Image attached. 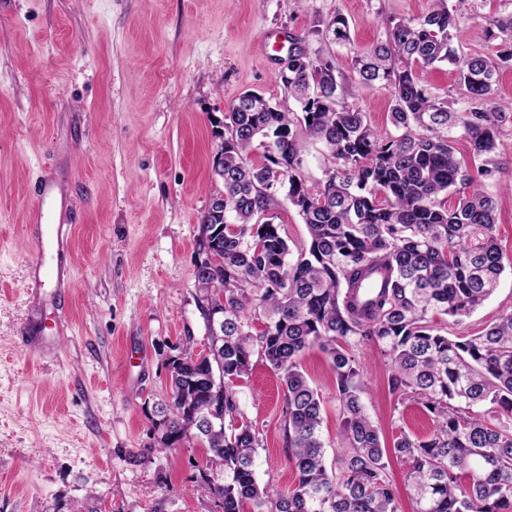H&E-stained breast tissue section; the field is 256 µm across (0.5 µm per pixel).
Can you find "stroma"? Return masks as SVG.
<instances>
[{
    "instance_id": "obj_1",
    "label": "stroma",
    "mask_w": 512,
    "mask_h": 512,
    "mask_svg": "<svg viewBox=\"0 0 512 512\" xmlns=\"http://www.w3.org/2000/svg\"><path fill=\"white\" fill-rule=\"evenodd\" d=\"M432 0H0V512H220L200 477L201 445L159 450L156 403L170 361L210 342L194 269L202 216L222 188L212 173L218 122L243 91L299 106L279 78L289 34L333 55L350 74L356 53L390 22ZM340 47L312 35L335 15ZM512 14V0H473L453 29L461 52L484 50L475 20ZM484 190L512 256V124ZM52 182V201L39 188ZM71 227L62 259L71 285L27 291V226L36 209ZM512 311V271L480 308L448 330L470 336ZM356 355L362 401L385 445L433 434L421 405L399 400L385 358ZM302 369L323 405L326 461L340 446L336 377L325 353ZM236 390L259 433V477L293 483L283 390L261 354Z\"/></svg>"
}]
</instances>
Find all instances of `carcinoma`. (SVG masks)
I'll return each instance as SVG.
<instances>
[{
  "instance_id": "cac0c4a2",
  "label": "carcinoma",
  "mask_w": 512,
  "mask_h": 512,
  "mask_svg": "<svg viewBox=\"0 0 512 512\" xmlns=\"http://www.w3.org/2000/svg\"><path fill=\"white\" fill-rule=\"evenodd\" d=\"M471 0H434L426 14L392 24L386 39L340 73L288 35L291 61L279 73L300 112L249 91L224 113V217L205 213L212 262L195 272L207 301L224 310L211 335L214 358L188 352L172 361L171 393L154 429L160 449L201 442L215 469L203 482L222 512H402L388 476L390 458L406 467L412 512H512V312L472 336L448 335L443 317L470 315L496 290L512 258L496 236L494 201L483 183L499 170L491 155L512 103L497 94L512 68V17L485 18L477 38L491 53H460L451 30ZM340 46L347 20L313 30ZM451 63L463 109L433 90L424 71ZM376 85L391 92L399 134L375 132L347 99ZM327 167L317 190L305 175L307 143ZM475 160L462 166L458 146ZM264 162L250 160L257 149ZM224 172H219V168ZM296 208L308 243L288 244L280 194ZM263 317L253 331L251 317ZM377 345L390 387L435 417L433 435L405 432L387 451L365 411L353 347ZM331 360L342 414L336 468L321 439L322 403L301 370L305 351ZM258 350L284 391L288 460L297 480L260 482V440L240 408L233 380L248 375ZM489 404L491 422L474 410ZM224 417L212 431L203 422Z\"/></svg>"
}]
</instances>
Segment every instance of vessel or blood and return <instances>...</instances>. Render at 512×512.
Masks as SVG:
<instances>
[{"label": "vessel or blood", "mask_w": 512, "mask_h": 512, "mask_svg": "<svg viewBox=\"0 0 512 512\" xmlns=\"http://www.w3.org/2000/svg\"><path fill=\"white\" fill-rule=\"evenodd\" d=\"M34 232L32 244L37 255L31 267L30 286L31 294H39L45 281H54L56 287L68 286L70 273L61 263L49 264L43 258L46 247H53L55 253L61 254L70 246V230L67 226L58 224L51 226L45 224L43 212H36L33 216Z\"/></svg>", "instance_id": "1"}]
</instances>
